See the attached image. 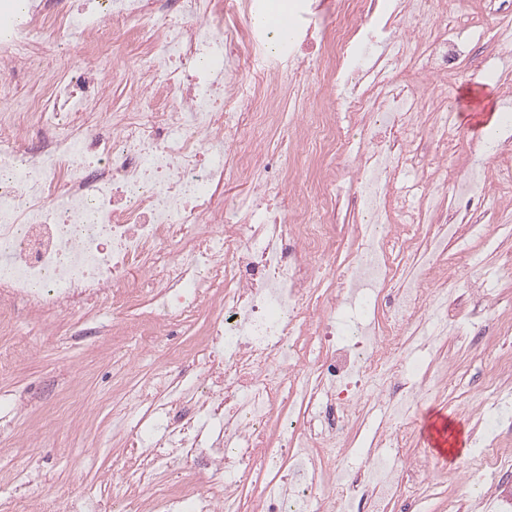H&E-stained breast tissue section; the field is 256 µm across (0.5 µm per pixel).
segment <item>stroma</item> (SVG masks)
Here are the masks:
<instances>
[{"instance_id": "obj_1", "label": "stroma", "mask_w": 512, "mask_h": 512, "mask_svg": "<svg viewBox=\"0 0 512 512\" xmlns=\"http://www.w3.org/2000/svg\"><path fill=\"white\" fill-rule=\"evenodd\" d=\"M512 16V0H497L494 10L484 11L479 27H472L466 16L431 12L421 20L418 31L444 24L453 28L470 49L468 67L454 79H428L423 70L407 72L406 77L420 83L422 96L446 98L449 110L459 114L454 131L469 145L467 155L448 153L443 170L466 177L471 169L485 170L488 191L495 200L498 221L512 225V190L507 189V172L487 137L477 135L480 126H491L493 132L503 130L499 97L502 86H512V68L492 64L494 43L504 16ZM254 13L239 5L227 23L245 34L243 54L249 62L272 66L287 75L288 83L270 87L267 95L282 106L313 107L317 97L308 84V72L295 61L276 56L271 41H253ZM81 61L78 38L44 53H34L29 69L15 72L13 80L19 94L29 90L30 71L52 69L64 74ZM441 149L432 128H425L413 150L415 162L390 177L392 192H411L421 199L426 192L422 173L431 171ZM359 171L354 161H346L336 171L341 195L336 202L334 222L343 237H351L355 225L367 218L356 203L355 182ZM472 266L459 270L461 289L460 316L457 325L462 333L477 331L493 335L491 322L480 319L478 293L500 299L512 310V237L498 232L492 246H475ZM17 326L33 346L31 357L13 373L0 375V492L23 495V488L9 482L11 473L26 471L50 496L76 501L92 493L97 484L118 475L121 447L112 435V397L122 386L138 384L154 369L164 368L162 354H155L129 370L112 363V342L108 327L101 319V308H94L92 320L75 323L62 320L52 333L41 329L38 316L30 315L19 302L12 303ZM474 346L462 362L456 379L448 383V397L428 399L420 407L417 432L430 428L436 412L447 416L450 451L441 457L418 440L431 466L441 473H455L467 466L476 421L454 402L455 396L474 389L492 372V366Z\"/></svg>"}]
</instances>
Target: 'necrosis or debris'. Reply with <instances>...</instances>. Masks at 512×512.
<instances>
[{"label": "necrosis or debris", "mask_w": 512, "mask_h": 512, "mask_svg": "<svg viewBox=\"0 0 512 512\" xmlns=\"http://www.w3.org/2000/svg\"><path fill=\"white\" fill-rule=\"evenodd\" d=\"M160 0H104L80 36L85 62L69 78L33 73L17 98L12 73L37 42L72 31L73 4L0 18V301L15 298L55 316L95 301L122 314L118 338L158 349L173 365L141 387L142 428L125 430L127 403L112 401V429L124 436L133 481L103 487L76 505L46 496L0 495V512H100L102 501L133 500L135 512H390L436 489L463 491L461 512H512L496 479L512 473V447L496 432L512 404V361L501 339L512 314L486 299L498 333L483 351L495 370L465 399L484 425L467 467L434 472L414 452L421 402L447 392L457 362L437 357L456 324L459 288L449 269L468 266L448 236L481 238L459 202L481 193L480 179H451L447 215L432 223L418 205H399L407 238L394 247L380 225H358L348 245L336 239V186L299 180L303 158L353 154L382 180L408 165L426 113L447 142L448 116L435 97L419 102L395 78L361 88L364 20L379 0H336L330 36L291 42L288 56L315 63L318 103L284 112L268 100L275 69L252 70L242 36L225 25L234 0H178L181 21L156 24ZM396 69L422 66L458 74L465 50L443 26L409 35ZM134 60L118 68L116 49ZM248 73L250 100L236 81L203 67ZM351 82L335 95V78ZM122 107L101 122L114 81ZM355 113L371 146L354 148L340 122ZM43 137L31 143L27 133ZM295 134L298 148L266 165L271 132ZM249 184L236 209L224 204L227 176ZM198 323L187 346L164 337ZM211 471L207 486L170 480L166 455Z\"/></svg>", "instance_id": "obj_1"}]
</instances>
